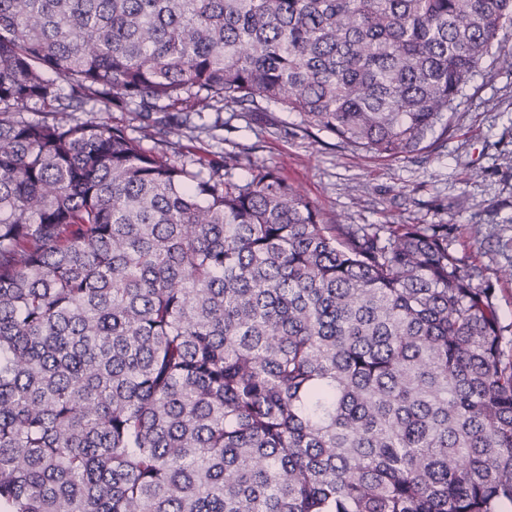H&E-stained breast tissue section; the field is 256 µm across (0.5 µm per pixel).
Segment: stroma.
Wrapping results in <instances>:
<instances>
[{"mask_svg":"<svg viewBox=\"0 0 512 512\" xmlns=\"http://www.w3.org/2000/svg\"><path fill=\"white\" fill-rule=\"evenodd\" d=\"M217 119L215 138L182 145L206 161L236 157L227 181L245 183L259 165L356 229L447 225L449 251L475 283L494 288L503 340L512 341V70L484 61L449 113L447 134L406 158L365 155L274 107L205 115Z\"/></svg>","mask_w":512,"mask_h":512,"instance_id":"stroma-1","label":"stroma"}]
</instances>
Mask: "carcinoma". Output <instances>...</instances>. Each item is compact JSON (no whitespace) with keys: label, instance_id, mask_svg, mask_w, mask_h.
<instances>
[{"label":"carcinoma","instance_id":"1","mask_svg":"<svg viewBox=\"0 0 512 512\" xmlns=\"http://www.w3.org/2000/svg\"><path fill=\"white\" fill-rule=\"evenodd\" d=\"M506 26L512 0H0V512L512 507V354L448 225L355 231L143 145L267 103L405 158L512 67ZM111 107L138 135L75 117Z\"/></svg>","mask_w":512,"mask_h":512}]
</instances>
